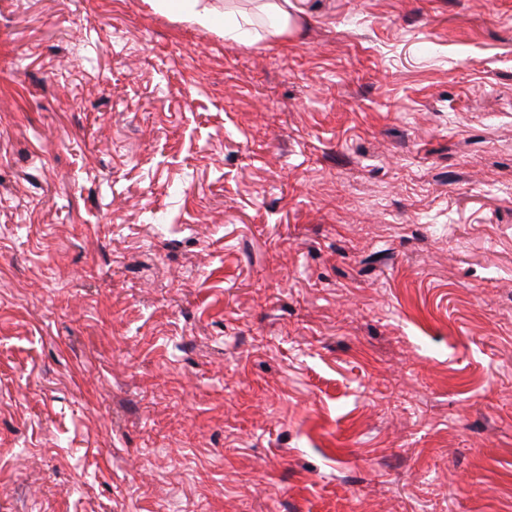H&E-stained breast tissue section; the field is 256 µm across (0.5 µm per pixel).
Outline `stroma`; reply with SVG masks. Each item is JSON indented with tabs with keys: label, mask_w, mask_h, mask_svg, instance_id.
Instances as JSON below:
<instances>
[{
	"label": "stroma",
	"mask_w": 512,
	"mask_h": 512,
	"mask_svg": "<svg viewBox=\"0 0 512 512\" xmlns=\"http://www.w3.org/2000/svg\"><path fill=\"white\" fill-rule=\"evenodd\" d=\"M0 0V512H512V0ZM154 6L163 12L174 13L200 27L209 28L222 25L224 37L242 42L250 39L252 29L250 18L241 16L238 20L233 9L224 10L220 20L218 12L208 0H153ZM257 2L258 12L276 18L279 34L290 31L293 16L289 8H295L292 0H257Z\"/></svg>",
	"instance_id": "stroma-1"
}]
</instances>
